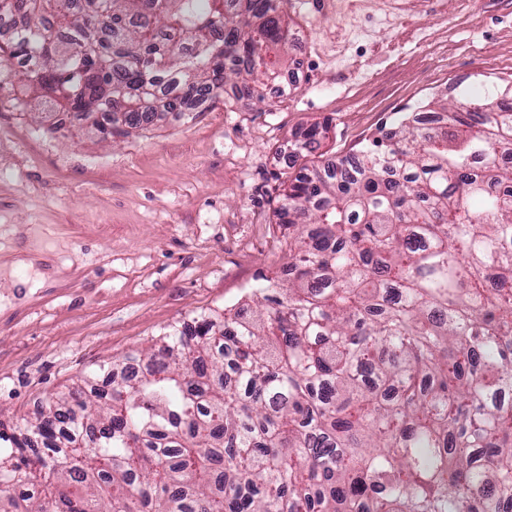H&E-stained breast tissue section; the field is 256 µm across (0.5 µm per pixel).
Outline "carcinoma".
<instances>
[{"label": "carcinoma", "instance_id": "obj_1", "mask_svg": "<svg viewBox=\"0 0 512 512\" xmlns=\"http://www.w3.org/2000/svg\"><path fill=\"white\" fill-rule=\"evenodd\" d=\"M19 2L9 58L105 138L288 63L286 0ZM425 108L284 185L286 263L224 319L0 421V512H512V92Z\"/></svg>", "mask_w": 512, "mask_h": 512}]
</instances>
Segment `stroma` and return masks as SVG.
Masks as SVG:
<instances>
[{"mask_svg": "<svg viewBox=\"0 0 512 512\" xmlns=\"http://www.w3.org/2000/svg\"><path fill=\"white\" fill-rule=\"evenodd\" d=\"M292 91L221 96L101 139L45 117L0 65V421L222 311L283 262L284 154L335 160L432 97L512 86V0H288ZM328 133V127L310 126L301 131V141L298 146V152L296 154V162L300 157L307 158L311 155H315L316 151L320 149L321 141L326 138Z\"/></svg>", "mask_w": 512, "mask_h": 512, "instance_id": "obj_1", "label": "stroma"}]
</instances>
